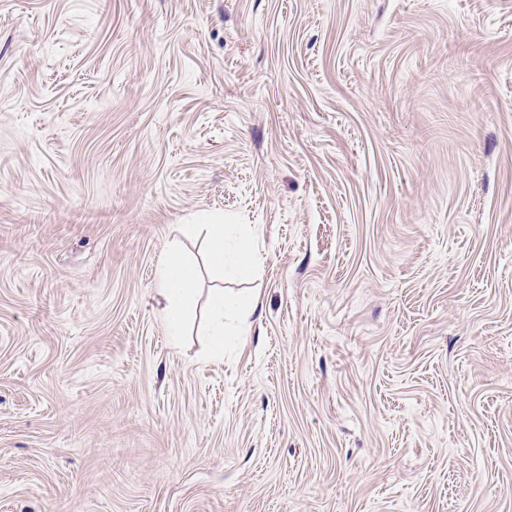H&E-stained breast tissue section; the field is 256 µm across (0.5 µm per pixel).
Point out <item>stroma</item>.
I'll return each mask as SVG.
<instances>
[{
	"instance_id": "35a3bbf8",
	"label": "stroma",
	"mask_w": 512,
	"mask_h": 512,
	"mask_svg": "<svg viewBox=\"0 0 512 512\" xmlns=\"http://www.w3.org/2000/svg\"><path fill=\"white\" fill-rule=\"evenodd\" d=\"M0 512H512V0H0ZM203 220L207 224L183 225V233L195 236L205 232L209 241V260L225 276L233 277L258 265V251L246 225L224 224V214H209ZM230 232L234 237L228 244ZM159 295L164 302L165 324L170 336H179L187 303L196 287L194 264L173 255L158 272ZM210 309L213 317L209 335L211 357L221 359L224 357V318L241 313V306L234 296L224 293V289H217L210 297Z\"/></svg>"
}]
</instances>
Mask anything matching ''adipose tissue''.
I'll list each match as a JSON object with an SVG mask.
<instances>
[{"label":"adipose tissue","mask_w":512,"mask_h":512,"mask_svg":"<svg viewBox=\"0 0 512 512\" xmlns=\"http://www.w3.org/2000/svg\"><path fill=\"white\" fill-rule=\"evenodd\" d=\"M188 236L206 234L209 241V260L225 276L233 277L257 266L258 251L245 227L227 224L223 215L209 214L203 223L187 224ZM159 294L164 302L165 324L169 335H179L187 303L196 287L194 264L180 255H173L158 272Z\"/></svg>","instance_id":"adipose-tissue-1"}]
</instances>
